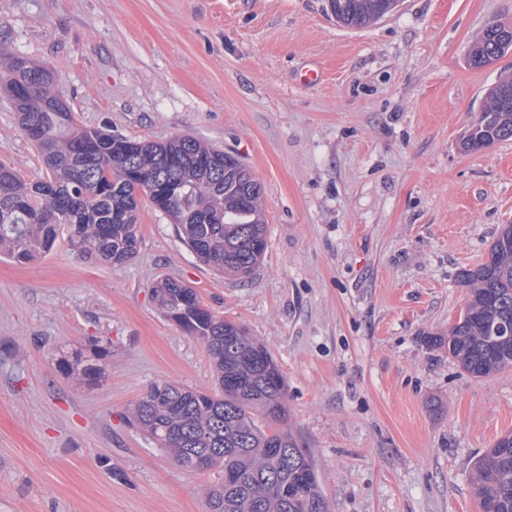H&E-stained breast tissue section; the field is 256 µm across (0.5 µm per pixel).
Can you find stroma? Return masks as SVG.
<instances>
[{
	"mask_svg": "<svg viewBox=\"0 0 512 512\" xmlns=\"http://www.w3.org/2000/svg\"><path fill=\"white\" fill-rule=\"evenodd\" d=\"M492 21L512 24V0H400L363 29L327 0H0V46L46 65L81 125L235 152L267 220L244 283L148 205L124 266L62 239L0 256V512H207L216 473L125 419L152 383L217 388L204 345L153 301L164 275L271 351L331 512H481L473 466L512 430V369L471 376L432 339L466 302L461 270L512 224V140L460 148L512 74V50L467 62ZM0 163L45 174L1 93ZM92 336L88 386L56 363Z\"/></svg>",
	"mask_w": 512,
	"mask_h": 512,
	"instance_id": "1",
	"label": "stroma"
}]
</instances>
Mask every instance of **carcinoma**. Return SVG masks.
<instances>
[{"instance_id":"1","label":"carcinoma","mask_w":512,"mask_h":512,"mask_svg":"<svg viewBox=\"0 0 512 512\" xmlns=\"http://www.w3.org/2000/svg\"><path fill=\"white\" fill-rule=\"evenodd\" d=\"M336 22L369 26L398 0H328ZM512 49V26H486L471 44L480 68ZM3 92L24 135L42 158L46 177L28 180L0 163V254L27 263L48 254L58 237L79 256L114 267L137 254L141 209L148 203L177 224L203 263L239 280L250 277L266 250L264 190L243 162L191 136L165 143L136 141L79 124L48 69L32 73L23 58L0 48ZM512 138V77L495 83L483 112L462 140L465 150ZM465 309L448 335L437 337L475 377L512 367V224L488 259L459 274ZM159 312L206 347L220 390L204 393L154 383L128 408L138 427L178 466L218 472L204 488L209 512H329L314 462L287 425L288 385L267 346L203 305L182 281L153 288ZM57 368L90 385L99 366L81 356ZM482 512H512V431L475 463Z\"/></svg>"}]
</instances>
